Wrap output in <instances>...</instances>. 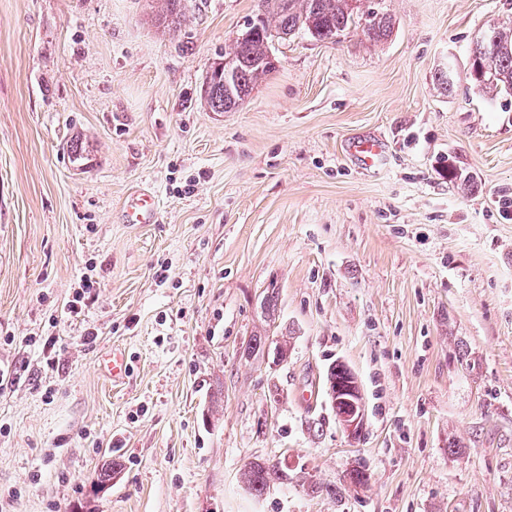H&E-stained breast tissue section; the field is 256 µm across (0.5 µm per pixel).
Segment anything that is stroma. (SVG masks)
Here are the masks:
<instances>
[{
	"label": "stroma",
	"instance_id": "1",
	"mask_svg": "<svg viewBox=\"0 0 512 512\" xmlns=\"http://www.w3.org/2000/svg\"><path fill=\"white\" fill-rule=\"evenodd\" d=\"M382 5L386 43L296 35L213 112L258 0H187L171 31L152 0H0V512H512V97L468 74L512 0ZM369 136L368 169L347 146ZM139 191L156 223H126ZM260 330L286 362L245 357ZM256 459L288 483L249 493ZM351 374V382L347 387L342 388L336 386V382L340 384L346 382L350 377V373L343 365L335 364L328 369L326 380L328 389L330 385L336 386L334 390L329 391L334 403L342 401L346 405L341 413L336 415L337 420L347 436L351 439H355L363 432L365 414L358 379L354 373L351 372Z\"/></svg>",
	"mask_w": 512,
	"mask_h": 512
}]
</instances>
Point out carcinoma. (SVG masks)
I'll list each match as a JSON object with an SVG mask.
<instances>
[{
    "instance_id": "1",
    "label": "carcinoma",
    "mask_w": 512,
    "mask_h": 512,
    "mask_svg": "<svg viewBox=\"0 0 512 512\" xmlns=\"http://www.w3.org/2000/svg\"><path fill=\"white\" fill-rule=\"evenodd\" d=\"M155 23L164 28L180 24L186 0H155ZM373 0H258L261 24L247 20V35L235 38L224 50V58L235 68L232 88L224 87V62H217L203 84V97L214 112H232L250 95L253 88L277 68L274 41H285L304 32L313 38L334 43L351 27L362 28L363 35L377 44L388 40L394 29L391 13L369 6ZM487 36L476 41L470 52V76L489 99L512 96V26L495 24ZM241 480L260 496L275 482L288 481V472L277 464L255 460L241 473Z\"/></svg>"
}]
</instances>
